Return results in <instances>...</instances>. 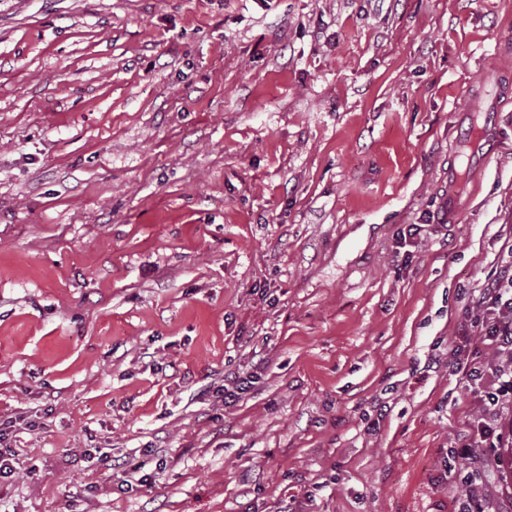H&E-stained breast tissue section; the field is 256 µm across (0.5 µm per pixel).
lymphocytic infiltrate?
<instances>
[{
	"instance_id": "f902f5d3",
	"label": "lymphocytic infiltrate",
	"mask_w": 512,
	"mask_h": 512,
	"mask_svg": "<svg viewBox=\"0 0 512 512\" xmlns=\"http://www.w3.org/2000/svg\"><path fill=\"white\" fill-rule=\"evenodd\" d=\"M470 305L474 316L462 334L478 337L483 353L464 384L479 402L478 413L453 446L463 461L457 512H512V494L500 489L502 451L512 447V248Z\"/></svg>"
}]
</instances>
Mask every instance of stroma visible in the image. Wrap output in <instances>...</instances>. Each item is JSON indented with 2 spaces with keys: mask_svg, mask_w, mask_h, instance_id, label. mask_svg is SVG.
I'll use <instances>...</instances> for the list:
<instances>
[{
  "mask_svg": "<svg viewBox=\"0 0 512 512\" xmlns=\"http://www.w3.org/2000/svg\"><path fill=\"white\" fill-rule=\"evenodd\" d=\"M511 245L512 0H0V512H453Z\"/></svg>",
  "mask_w": 512,
  "mask_h": 512,
  "instance_id": "35a3bbf8",
  "label": "stroma"
}]
</instances>
